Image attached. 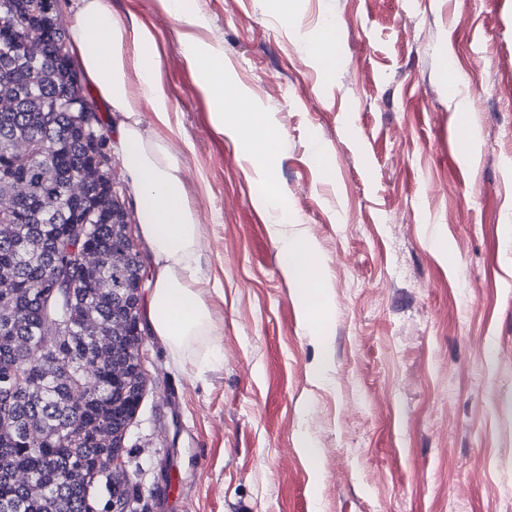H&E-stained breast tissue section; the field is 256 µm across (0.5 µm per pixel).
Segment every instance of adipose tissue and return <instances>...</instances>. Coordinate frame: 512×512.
Wrapping results in <instances>:
<instances>
[{
  "instance_id": "1",
  "label": "adipose tissue",
  "mask_w": 512,
  "mask_h": 512,
  "mask_svg": "<svg viewBox=\"0 0 512 512\" xmlns=\"http://www.w3.org/2000/svg\"><path fill=\"white\" fill-rule=\"evenodd\" d=\"M67 44L100 101L121 116L110 148L124 162L136 199L138 233L152 259L148 321L175 363H184L203 342L210 359H219L220 348L210 341L212 314L197 286L201 227L166 134L170 108L156 36L148 27L118 19L106 0H76ZM185 55L200 78L215 128L246 154L270 151L279 131L259 125L254 111L243 107L240 93L225 74L223 51L191 41ZM145 104L157 124L151 132L140 119ZM259 204L272 214L270 232L281 254L283 274L296 286L302 307H309L316 289L326 283L318 248L277 193L262 196Z\"/></svg>"
}]
</instances>
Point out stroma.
<instances>
[{
	"label": "stroma",
	"mask_w": 512,
	"mask_h": 512,
	"mask_svg": "<svg viewBox=\"0 0 512 512\" xmlns=\"http://www.w3.org/2000/svg\"><path fill=\"white\" fill-rule=\"evenodd\" d=\"M108 4L157 36L223 352L178 366L144 336L160 380L125 467L150 512H512V0ZM191 38L278 128L266 181L214 128ZM268 184L323 257L307 316Z\"/></svg>",
	"instance_id": "35a3bbf8"
}]
</instances>
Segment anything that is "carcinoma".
<instances>
[{"label": "carcinoma", "instance_id": "cac0c4a2", "mask_svg": "<svg viewBox=\"0 0 512 512\" xmlns=\"http://www.w3.org/2000/svg\"><path fill=\"white\" fill-rule=\"evenodd\" d=\"M38 33L43 48L26 53ZM66 35L52 0H0V298L37 294L55 270L53 260L71 252L66 225L83 220L97 227L100 265L84 270L75 304L78 327L70 341L31 366L30 356L48 348L38 300L0 307V383L17 388L0 400V512H112V499L133 500L134 512H149L139 486L112 485V453L127 447L130 422L139 412L147 380L140 300L142 260L132 240L120 196L102 173L112 171L105 139L76 122L78 113L55 110L63 94L86 101L71 55L61 56ZM33 145L26 159L14 156ZM56 149L58 163L39 166V154ZM90 173L86 197L69 210L56 207L70 181ZM93 366L100 390L77 400L69 372ZM97 469L99 494L85 500V478Z\"/></svg>", "mask_w": 512, "mask_h": 512}]
</instances>
